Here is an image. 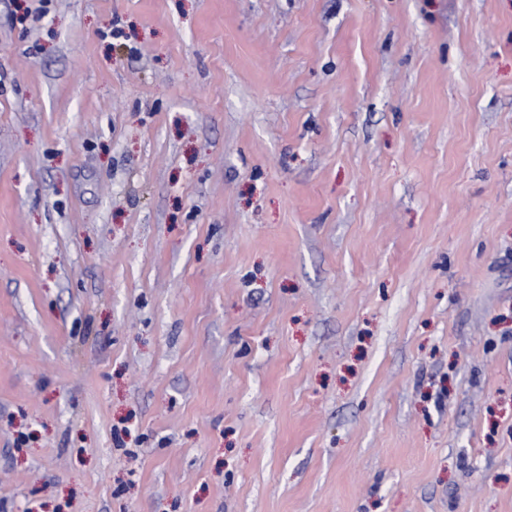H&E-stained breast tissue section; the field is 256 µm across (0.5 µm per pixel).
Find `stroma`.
Instances as JSON below:
<instances>
[{"instance_id": "obj_1", "label": "stroma", "mask_w": 512, "mask_h": 512, "mask_svg": "<svg viewBox=\"0 0 512 512\" xmlns=\"http://www.w3.org/2000/svg\"><path fill=\"white\" fill-rule=\"evenodd\" d=\"M0 512H512V0H0Z\"/></svg>"}]
</instances>
